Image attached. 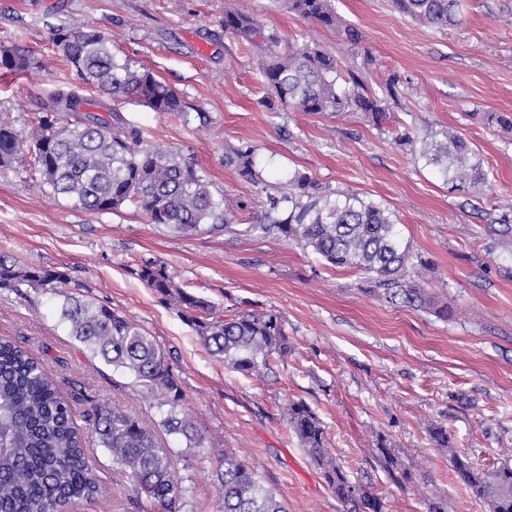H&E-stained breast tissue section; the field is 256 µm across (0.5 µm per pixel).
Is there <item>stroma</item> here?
<instances>
[{
    "label": "stroma",
    "mask_w": 512,
    "mask_h": 512,
    "mask_svg": "<svg viewBox=\"0 0 512 512\" xmlns=\"http://www.w3.org/2000/svg\"><path fill=\"white\" fill-rule=\"evenodd\" d=\"M362 39L288 13L280 0H0V44L35 54L26 73L0 76V117L28 132L56 85L74 80L53 43L55 30L91 24L135 67L177 90L208 125H183L136 100L116 108L147 139L194 158L228 204L264 194L224 163V148H256L267 184L297 170L331 192L383 203L421 265L415 283L448 318L390 304L366 291L362 272L327 267L310 250L275 235L224 231L193 235L148 223L134 209L91 214L50 195L20 168L0 178V254L56 267L93 301L137 322L175 355L186 407L209 441L187 449L159 430L160 410L132 375L94 358L61 322L49 290L0 288V337L43 358L76 415L95 399L138 417L177 460L194 512H215V467L237 453L288 505V512H343L286 420L304 401L321 419L337 463L369 486L386 512H486L456 476L449 450L479 469L512 465V132L489 124L512 113V0H461L460 26L439 30L396 12L390 0H333ZM245 12L275 33L280 50L310 44L335 54L342 72L360 75L386 117L275 114L256 51L225 33L224 13ZM397 77L396 95L386 82ZM452 131L476 148L488 180L474 192L450 191L434 167L415 160L393 133ZM166 263L185 291L227 309L281 316L293 350L262 376L224 366L171 306L138 277ZM444 427L450 448L430 438ZM386 445L410 475L396 485L380 460ZM86 454L107 497L73 512H142L133 484L86 432Z\"/></svg>",
    "instance_id": "stroma-1"
}]
</instances>
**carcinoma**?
Here are the masks:
<instances>
[{"label": "carcinoma", "instance_id": "cac0c4a2", "mask_svg": "<svg viewBox=\"0 0 512 512\" xmlns=\"http://www.w3.org/2000/svg\"><path fill=\"white\" fill-rule=\"evenodd\" d=\"M298 17L326 28L341 19L331 0H282ZM394 9L411 20L444 29L462 20L459 0H392ZM224 31L259 49V72L266 89L261 105L270 112L291 109L305 114L362 112L375 122L385 116L382 100L368 91L361 77L350 74L346 87L337 57L318 47H295L283 55L273 50L276 37L240 11L224 13ZM54 44L66 57L80 85L54 88L41 112L33 113L28 136L0 122V176L14 166H29L50 193L88 213L118 212L132 206L151 224H163L181 234L206 229L283 236L319 256L334 269H356L366 275L370 292L394 303L432 309L448 317V307H436L410 277L414 256L403 244L395 214L381 203L353 194L324 189L298 171L288 176L286 190L267 192L257 170L256 149L229 146L224 163L241 179L261 187L266 200L260 212L246 201L236 211L224 196L210 189L204 170L193 159L149 141L142 128L111 106L131 98L154 112H165L184 125L203 114L189 111L180 94L129 59L112 51L109 41L89 25L62 26ZM35 65L32 51L22 44L0 47V70L24 73ZM95 90L88 99L83 88ZM396 141L416 160L435 167L455 190L476 188L487 180L480 158L463 137L443 133L416 137L405 129ZM139 278L167 300L193 329L211 355L244 375H260L270 361L284 358L291 343L281 317L271 311L243 310L229 314L211 301L179 288L167 267L147 263ZM67 273L52 267L20 264L0 255V288L16 291L48 288L59 300L60 319L74 338L117 370L134 376L164 409L160 426L177 435L186 447L203 448L199 433L183 408L185 396L173 366L171 351L162 348L138 323L69 289ZM288 425L343 506V512H384L382 498L352 481L326 448L322 422L304 402L287 408ZM101 447L128 472L134 491L153 512H189L187 491L176 477L169 449L160 446L152 430L133 415L95 402L85 413ZM432 441L448 449L459 478L489 512H512V467L482 470L450 448L447 429L431 430ZM386 468L397 481L410 479L388 448L379 445ZM217 512H286L248 464L232 452L216 466ZM108 493L90 463L82 428L71 400L47 370L44 360L8 338H0V512H69L82 500Z\"/></svg>", "mask_w": 512, "mask_h": 512}]
</instances>
